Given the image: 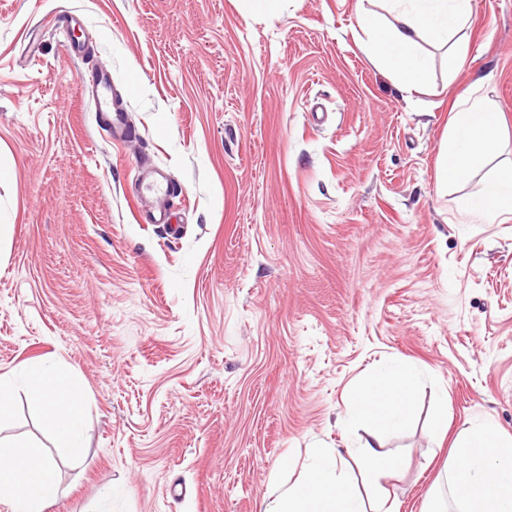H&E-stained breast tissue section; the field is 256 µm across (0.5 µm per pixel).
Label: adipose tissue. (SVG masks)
Instances as JSON below:
<instances>
[{"label": "adipose tissue", "mask_w": 512, "mask_h": 512, "mask_svg": "<svg viewBox=\"0 0 512 512\" xmlns=\"http://www.w3.org/2000/svg\"><path fill=\"white\" fill-rule=\"evenodd\" d=\"M363 10L357 27L370 61L387 71L406 94L427 86L430 62L423 43L447 45L456 61L468 53L464 31L470 0H377ZM498 113L475 90H466L448 125L438 180L458 187L500 148ZM460 209L481 224L512 218V168L498 172L481 188L459 199ZM23 384L30 402L44 416L60 447L80 454L85 446V403L60 362L29 364ZM349 428L368 426L370 438L347 454L320 448L300 477L270 499L264 512H392L379 482L392 462L383 449L386 434L404 427L414 412L413 373L401 365L374 368L368 380L345 397ZM356 460L351 471L346 458ZM56 465L41 447L0 437V503L12 512H56ZM428 512H512V438L483 420L457 442L444 484L431 493Z\"/></svg>", "instance_id": "adipose-tissue-1"}]
</instances>
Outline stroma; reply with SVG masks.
<instances>
[{
	"mask_svg": "<svg viewBox=\"0 0 512 512\" xmlns=\"http://www.w3.org/2000/svg\"><path fill=\"white\" fill-rule=\"evenodd\" d=\"M357 6L0 0V374L54 359L88 405L76 458L21 391L0 434L50 449L58 512H264L311 449L366 438L343 397L380 361L415 370L416 416L385 439L398 512H424L473 423L512 435V221L474 223L436 182L471 86L506 134L464 190L512 165V0H471L467 58L427 46L409 98ZM89 65L135 139L101 138ZM144 163L176 228L139 212Z\"/></svg>",
	"mask_w": 512,
	"mask_h": 512,
	"instance_id": "35a3bbf8",
	"label": "stroma"
}]
</instances>
